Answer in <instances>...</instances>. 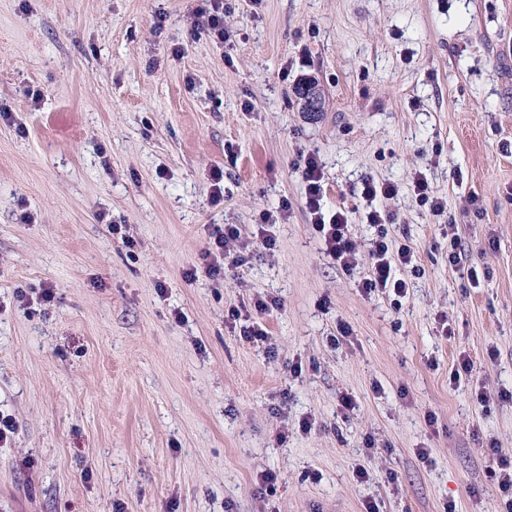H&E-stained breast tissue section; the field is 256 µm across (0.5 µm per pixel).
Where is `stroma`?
Here are the masks:
<instances>
[{
  "label": "stroma",
  "mask_w": 512,
  "mask_h": 512,
  "mask_svg": "<svg viewBox=\"0 0 512 512\" xmlns=\"http://www.w3.org/2000/svg\"><path fill=\"white\" fill-rule=\"evenodd\" d=\"M201 4L0 0V512H505L512 0H224L218 43L189 32ZM302 152L325 214L349 213L355 272L303 208ZM368 176L398 195L367 202ZM373 207L416 255L399 299L357 286ZM227 224L251 254L212 277ZM267 297L268 346L230 317ZM411 187L417 202H419L421 206H428V209L434 213L443 210V200L433 195V191L424 173L420 171L414 172L411 176Z\"/></svg>",
  "instance_id": "35a3bbf8"
}]
</instances>
